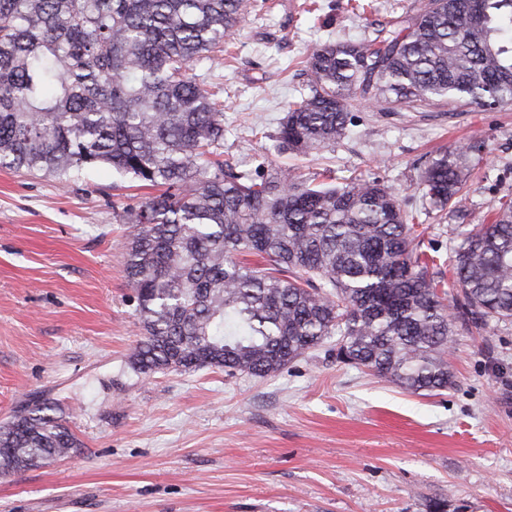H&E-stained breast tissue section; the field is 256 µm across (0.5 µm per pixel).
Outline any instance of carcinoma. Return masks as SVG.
Here are the masks:
<instances>
[{
    "mask_svg": "<svg viewBox=\"0 0 512 512\" xmlns=\"http://www.w3.org/2000/svg\"><path fill=\"white\" fill-rule=\"evenodd\" d=\"M477 5L481 21L471 19ZM248 0H0V167L66 184L108 166L162 189L133 227L125 277L137 302L138 374L217 368L264 377L336 338V358L423 395L454 384L457 325L512 322V196L463 233L438 293L419 215L377 178L316 183L296 167L238 171L224 154V102L207 74L245 26ZM307 91L273 136L307 156L345 137L354 108L434 101L512 106V0H422L369 41L325 42ZM473 143L443 152L418 188L465 214ZM80 447L54 406L0 426V472Z\"/></svg>",
    "mask_w": 512,
    "mask_h": 512,
    "instance_id": "1",
    "label": "carcinoma"
}]
</instances>
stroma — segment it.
I'll return each instance as SVG.
<instances>
[{"instance_id":"obj_1","label":"stroma","mask_w":512,"mask_h":512,"mask_svg":"<svg viewBox=\"0 0 512 512\" xmlns=\"http://www.w3.org/2000/svg\"><path fill=\"white\" fill-rule=\"evenodd\" d=\"M269 0L208 79L224 101V156L250 170L297 164L379 178L448 257L512 193V107L439 102L360 110L306 157L268 140L326 40L360 41L418 0ZM264 129L258 137L256 129ZM469 159L468 214L441 219L417 187L438 153ZM149 191L110 169L61 185L0 169V423L45 399L81 442L68 457L0 475V512H512V323L453 338L455 384L421 396L337 360L328 346L255 377L218 369L135 373L140 335L123 272L129 225L112 207Z\"/></svg>"}]
</instances>
